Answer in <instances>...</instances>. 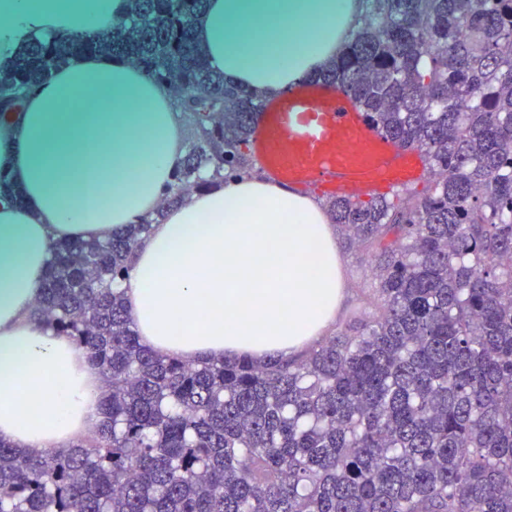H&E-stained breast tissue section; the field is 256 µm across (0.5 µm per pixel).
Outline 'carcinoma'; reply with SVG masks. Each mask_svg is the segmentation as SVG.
Returning a JSON list of instances; mask_svg holds the SVG:
<instances>
[{
	"label": "carcinoma",
	"instance_id": "obj_1",
	"mask_svg": "<svg viewBox=\"0 0 512 512\" xmlns=\"http://www.w3.org/2000/svg\"><path fill=\"white\" fill-rule=\"evenodd\" d=\"M93 34L33 36L0 120L74 59L129 61L194 125L155 218L58 242L35 318L86 351L103 420L66 450L0 441V512H512V0H367L311 82L429 159V186L326 206L376 247L377 312L294 359L187 364L144 344L113 285L154 219L248 171L264 103L210 68L206 0H127ZM0 196L24 195L0 170Z\"/></svg>",
	"mask_w": 512,
	"mask_h": 512
}]
</instances>
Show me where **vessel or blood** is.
<instances>
[{
	"label": "vessel or blood",
	"instance_id": "obj_1",
	"mask_svg": "<svg viewBox=\"0 0 512 512\" xmlns=\"http://www.w3.org/2000/svg\"><path fill=\"white\" fill-rule=\"evenodd\" d=\"M253 143L272 178L330 197L384 195L429 171L423 152L380 134L338 86H297L265 105Z\"/></svg>",
	"mask_w": 512,
	"mask_h": 512
}]
</instances>
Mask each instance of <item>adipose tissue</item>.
<instances>
[{
    "label": "adipose tissue",
    "mask_w": 512,
    "mask_h": 512,
    "mask_svg": "<svg viewBox=\"0 0 512 512\" xmlns=\"http://www.w3.org/2000/svg\"><path fill=\"white\" fill-rule=\"evenodd\" d=\"M364 0H207L210 66L273 98L332 61ZM125 0H0V61L34 35L117 24ZM185 153L171 89L119 59L85 55L0 122V440L67 448L102 419L104 382L33 313L58 241L103 240L153 213ZM143 342L186 362L288 358L324 336L343 296L336 235L310 196L269 180L194 191L140 240L119 285Z\"/></svg>",
    "instance_id": "obj_1"
}]
</instances>
